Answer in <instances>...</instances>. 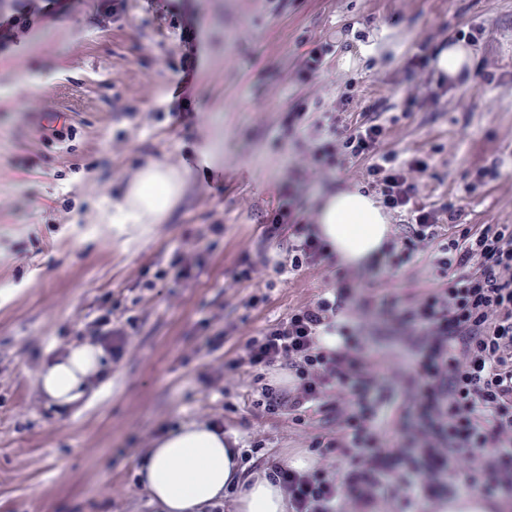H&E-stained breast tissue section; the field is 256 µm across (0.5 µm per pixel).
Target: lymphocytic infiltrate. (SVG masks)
I'll list each match as a JSON object with an SVG mask.
<instances>
[{
  "label": "lymphocytic infiltrate",
  "instance_id": "f902f5d3",
  "mask_svg": "<svg viewBox=\"0 0 512 512\" xmlns=\"http://www.w3.org/2000/svg\"><path fill=\"white\" fill-rule=\"evenodd\" d=\"M311 130L319 144L316 165L336 162L337 148L349 158L369 159L367 175L378 187L384 208L410 216L399 238L407 258H416L436 241L441 219H449L448 241L431 263L448 285L406 308L403 321L417 331L413 365L405 380L414 391L418 432L386 448L382 433L393 414L402 412L394 392L374 388L379 372L353 335L338 323L351 296L348 282L291 311L287 318L249 338L243 354L226 364L234 371L274 365L295 373L288 389L262 387L256 407L287 413L304 422L309 414H332L333 398L348 399L336 430L317 447L350 449L349 479L337 484L328 470L314 473L274 468L272 477L288 497L292 512H340L343 500L369 507L376 496L411 500L436 495L441 477L464 488L494 495L512 488V224L481 230L458 223L456 211L442 213L415 201L410 174L425 172L426 157L400 159L382 151V124L369 122L343 130L324 113ZM287 236L289 265L276 273L299 271L328 258L327 243L297 213V201L281 194L265 238ZM335 335V345L325 338ZM408 459L405 469L389 467L390 456Z\"/></svg>",
  "mask_w": 512,
  "mask_h": 512
}]
</instances>
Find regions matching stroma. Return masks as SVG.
<instances>
[{"label": "stroma", "mask_w": 512, "mask_h": 512, "mask_svg": "<svg viewBox=\"0 0 512 512\" xmlns=\"http://www.w3.org/2000/svg\"><path fill=\"white\" fill-rule=\"evenodd\" d=\"M57 0L51 14L0 48V512H160L136 472L149 441L193 421L218 420L242 451L261 442L260 467L303 456L345 482L344 449L321 451L318 420L298 423L252 406L264 379L225 369L244 342L349 279L342 317L396 385L410 364L406 307L443 285L424 262L390 250L354 272L329 257L295 273L288 240L262 243L280 189L310 218L324 193L369 185L367 160L321 168L316 140L284 135L287 109L332 112L338 128L387 124L384 150L428 157L412 174L418 204H452L479 229L512 224V0ZM480 23L473 75L441 90L414 69L420 45L440 46ZM191 26L200 61L185 96L170 88ZM335 47L327 73L299 82L295 66L313 43ZM372 52L358 68L343 57ZM64 109L76 134L43 139L33 112ZM187 163V188L171 218L136 241L99 220L146 157ZM500 175L477 183L479 168ZM473 192H466L467 184ZM223 224L213 233L214 224ZM202 252L192 280L145 289L174 251ZM256 271L239 283L243 258ZM266 303L249 306L251 296ZM135 317L120 360L70 407L36 385L43 361L90 340L104 301ZM225 333L214 351L210 337Z\"/></svg>", "instance_id": "obj_1"}]
</instances>
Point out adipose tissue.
Returning a JSON list of instances; mask_svg holds the SVG:
<instances>
[{"label": "adipose tissue", "instance_id": "1", "mask_svg": "<svg viewBox=\"0 0 512 512\" xmlns=\"http://www.w3.org/2000/svg\"><path fill=\"white\" fill-rule=\"evenodd\" d=\"M185 188V171L147 160L102 219L116 236H137L164 223ZM312 222L339 263L355 270L383 255L390 241L389 214L357 184L323 196ZM104 357L97 342L70 346L44 361L37 384L53 404L70 405L102 376ZM137 475L163 512H204L231 490L235 512H286L288 506L283 490L266 474L247 473L240 453L229 451L223 435L205 423L185 424L152 440Z\"/></svg>", "mask_w": 512, "mask_h": 512}]
</instances>
